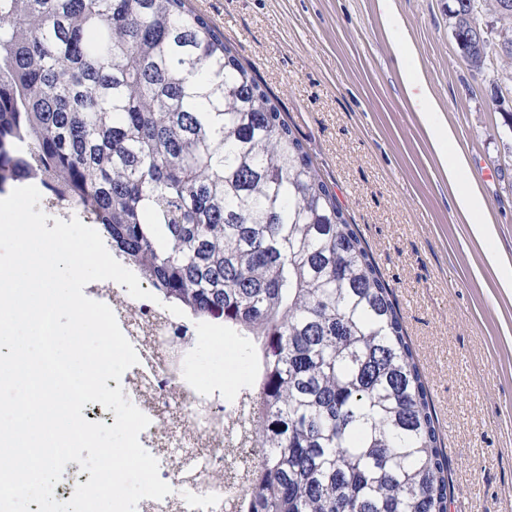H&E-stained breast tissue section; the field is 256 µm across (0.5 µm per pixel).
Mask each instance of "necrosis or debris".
<instances>
[{
    "mask_svg": "<svg viewBox=\"0 0 512 512\" xmlns=\"http://www.w3.org/2000/svg\"><path fill=\"white\" fill-rule=\"evenodd\" d=\"M109 306L139 357L122 377L126 397L150 419L139 441L174 470L172 494L136 512H242L243 486L260 456L246 434L250 389L240 384L226 396L220 385L192 377L185 357L168 363L171 347L182 335H202V325H186L163 306L130 297L123 285H113ZM209 394L224 396V404L201 412ZM175 446L197 449L192 464L171 462L165 451Z\"/></svg>",
    "mask_w": 512,
    "mask_h": 512,
    "instance_id": "necrosis-or-debris-1",
    "label": "necrosis or debris"
}]
</instances>
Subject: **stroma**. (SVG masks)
Returning a JSON list of instances; mask_svg holds the SVG:
<instances>
[{"mask_svg":"<svg viewBox=\"0 0 512 512\" xmlns=\"http://www.w3.org/2000/svg\"><path fill=\"white\" fill-rule=\"evenodd\" d=\"M448 3L190 0L252 66L392 289L448 455V512H512V79L497 94L472 75ZM397 26L486 198L488 237L457 210L404 93ZM219 343L234 354L229 391L252 362L236 337ZM219 343L190 342L195 366Z\"/></svg>","mask_w":512,"mask_h":512,"instance_id":"1","label":"stroma"}]
</instances>
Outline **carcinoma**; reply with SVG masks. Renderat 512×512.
<instances>
[{"label": "carcinoma", "instance_id": "1", "mask_svg": "<svg viewBox=\"0 0 512 512\" xmlns=\"http://www.w3.org/2000/svg\"><path fill=\"white\" fill-rule=\"evenodd\" d=\"M512 0H450L495 88ZM32 179L254 361L244 512H448L449 465L393 294L255 72L187 0H0V193Z\"/></svg>", "mask_w": 512, "mask_h": 512}]
</instances>
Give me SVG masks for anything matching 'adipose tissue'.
I'll list each match as a JSON object with an SVG mask.
<instances>
[{
	"label": "adipose tissue",
	"mask_w": 512,
	"mask_h": 512,
	"mask_svg": "<svg viewBox=\"0 0 512 512\" xmlns=\"http://www.w3.org/2000/svg\"><path fill=\"white\" fill-rule=\"evenodd\" d=\"M398 51L407 60L403 70L406 92L411 102L422 106L421 116L434 132L432 145L436 154L446 160L448 183L454 191L457 209L463 215L470 217L481 213L486 207L485 200L475 185H465L461 182L467 162L463 156H452L448 153V148L453 141V132L446 125L438 123L435 119V110L429 105L430 96L427 88L419 78L415 65L409 61L411 56L409 42L405 40L400 41Z\"/></svg>",
	"instance_id": "obj_1"
}]
</instances>
